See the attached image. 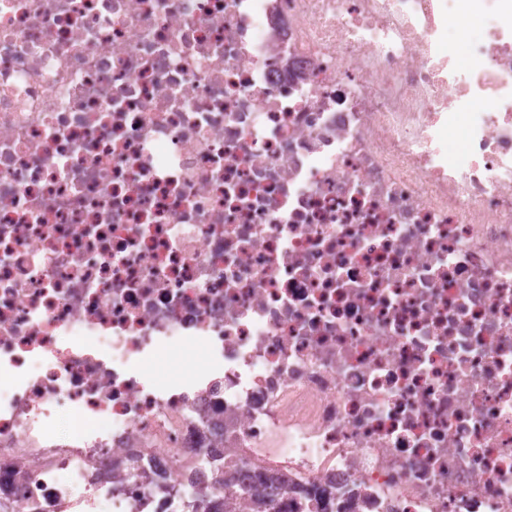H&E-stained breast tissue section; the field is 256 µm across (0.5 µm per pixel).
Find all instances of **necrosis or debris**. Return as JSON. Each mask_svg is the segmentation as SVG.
Here are the masks:
<instances>
[{
    "label": "necrosis or debris",
    "instance_id": "4bbe7bcc",
    "mask_svg": "<svg viewBox=\"0 0 512 512\" xmlns=\"http://www.w3.org/2000/svg\"><path fill=\"white\" fill-rule=\"evenodd\" d=\"M468 2L0 0V512H512V0ZM195 355L191 348H181L170 353H162L155 359L143 364L144 374L153 380L160 382H171L179 379L183 371L177 359L190 360Z\"/></svg>",
    "mask_w": 512,
    "mask_h": 512
}]
</instances>
